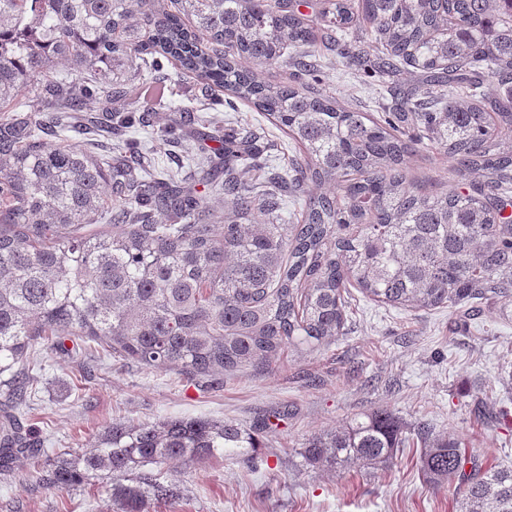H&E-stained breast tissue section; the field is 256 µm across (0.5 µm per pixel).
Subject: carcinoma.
<instances>
[{
	"mask_svg": "<svg viewBox=\"0 0 512 512\" xmlns=\"http://www.w3.org/2000/svg\"><path fill=\"white\" fill-rule=\"evenodd\" d=\"M309 6L0 0V471L23 457L48 488L107 479L122 512H143L152 496L181 495L152 468L246 454L266 426L114 424L45 461L9 422L32 392L40 340L78 336L110 356L216 376L341 335L351 288L410 311L512 299V0H319L315 14L301 11ZM354 25L370 28L371 44L341 57L383 78L419 76L382 121L301 81L315 77L317 45L340 46ZM163 59L263 113L298 149L289 170L248 185L238 168L256 159L258 136L224 130V180L209 177L232 200L222 224L191 186L161 182L141 161L50 141L102 99L121 102L126 127L142 106L112 73L146 78ZM286 60L294 80L260 79ZM61 64L75 78L59 76ZM488 80L503 93L486 95ZM426 142L453 159L457 185L429 192L408 178L406 158ZM283 196L304 201L298 223H278ZM157 212L170 222L153 223ZM103 213L112 233L68 232ZM411 444L426 482L456 483L457 512H512V467L485 466L424 424L410 437L388 408L311 436L299 455L312 468L378 466Z\"/></svg>",
	"mask_w": 512,
	"mask_h": 512,
	"instance_id": "cac0c4a2",
	"label": "carcinoma"
}]
</instances>
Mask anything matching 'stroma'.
I'll use <instances>...</instances> for the list:
<instances>
[{"mask_svg": "<svg viewBox=\"0 0 512 512\" xmlns=\"http://www.w3.org/2000/svg\"><path fill=\"white\" fill-rule=\"evenodd\" d=\"M163 82L165 95L154 101L148 123H133L124 137L136 142L139 157L156 171L195 182L214 222L223 223L228 199L204 182L209 163L200 146L216 148L215 128L248 126L260 135L267 171L280 172L293 154L291 141L261 113L205 89L174 66H166ZM317 88L374 120L394 108L370 70L334 52L324 54ZM407 172L433 190L454 182L447 155L428 145L408 158ZM37 360L35 395L17 418L48 459L87 447L115 423L205 416L249 426L272 419L253 455L219 452L165 470L164 480L178 482L182 496L150 501L147 512H455L451 487L424 483L415 448L374 468L356 463L329 472L303 466L299 449L306 438L377 408L394 411L407 425L424 422L436 434L462 440L483 464L512 465V427L476 412L478 403L502 400L512 411L500 381L512 368V303L498 297L476 301L468 319L455 307L406 311L357 292L341 336L220 379L109 357L74 336L60 348L40 342ZM0 512L120 509L101 480L75 490L48 488L19 460L0 474Z\"/></svg>", "mask_w": 512, "mask_h": 512, "instance_id": "stroma-1", "label": "stroma"}]
</instances>
